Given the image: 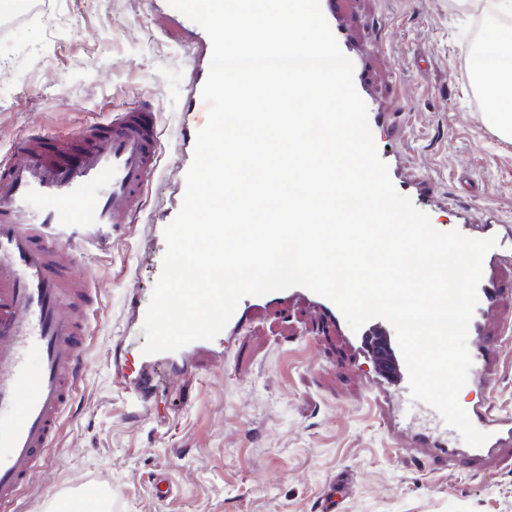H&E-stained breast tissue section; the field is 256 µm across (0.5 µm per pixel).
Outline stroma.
<instances>
[{
    "label": "stroma",
    "mask_w": 512,
    "mask_h": 512,
    "mask_svg": "<svg viewBox=\"0 0 512 512\" xmlns=\"http://www.w3.org/2000/svg\"><path fill=\"white\" fill-rule=\"evenodd\" d=\"M479 9L480 0L349 7L373 58L374 93L398 109L403 174L427 181L447 230L462 211L474 224L492 211L512 225V139L485 123L465 81ZM189 62L183 34L161 27L152 0H53L0 36V152L23 134L138 104L154 107L162 131L142 210L105 228L108 247L82 228L63 231L97 300L76 395L21 512H46L88 481L111 486L112 512H317L341 471L354 481L343 512H512L511 454L473 473L425 466L395 447L371 394L372 361H350L340 337L297 306L264 314L223 365L160 388L150 413L115 386L112 352L122 346L123 363L137 369L162 273L166 242L155 220L177 199ZM484 399L492 412L512 413V321ZM161 476L173 489L165 499L154 488Z\"/></svg>",
    "instance_id": "obj_1"
}]
</instances>
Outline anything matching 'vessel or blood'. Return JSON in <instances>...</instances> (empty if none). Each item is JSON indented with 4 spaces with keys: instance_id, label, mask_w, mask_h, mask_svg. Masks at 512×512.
Listing matches in <instances>:
<instances>
[{
    "instance_id": "1",
    "label": "vessel or blood",
    "mask_w": 512,
    "mask_h": 512,
    "mask_svg": "<svg viewBox=\"0 0 512 512\" xmlns=\"http://www.w3.org/2000/svg\"><path fill=\"white\" fill-rule=\"evenodd\" d=\"M320 7L342 52L354 65L353 81L369 105L370 129H378L394 111L373 102L369 60L351 33L346 0H320ZM167 22L187 27L194 46L193 66L187 78L184 111L204 107L201 96L207 79L212 44L204 29L185 15L164 6ZM161 130L154 108L140 105L110 114L105 120L77 129L59 130L47 137L31 133L18 137L0 155V512H14L21 490L44 464L60 421L77 382L89 334L85 311L96 294L90 278L61 237L45 232L47 225L92 226L101 229L128 223L141 205L144 190L159 164ZM376 147L388 166L389 177L400 194L409 185L397 173L399 147L394 139H377ZM467 237L496 238L483 260L477 304L468 334L474 345L467 382L492 387L501 348V316L512 306V294L499 275L512 265V226L489 224L481 232L463 224ZM295 305L342 330L344 316L330 299L303 287L247 296L237 304L224 329L213 339L196 340L179 351L162 354L174 376L188 377L221 361L232 352L239 334L258 316L274 307ZM388 322L373 318L362 334L344 332L346 346L359 355L369 353L374 364L375 399L390 408V432L397 446L415 449L421 462L479 471L504 451L512 449V415H493L483 403L466 405L472 425L487 433L479 447L457 445L447 424L431 406H423L417 422L402 428L405 415L393 403L408 370L398 342L388 336ZM37 368H30V360ZM154 378L127 383L138 407H148ZM351 486L348 476L332 477L318 512H335L337 496ZM111 488L84 484L72 493L65 512H83L100 503Z\"/></svg>"
}]
</instances>
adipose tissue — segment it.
<instances>
[{
    "mask_svg": "<svg viewBox=\"0 0 512 512\" xmlns=\"http://www.w3.org/2000/svg\"><path fill=\"white\" fill-rule=\"evenodd\" d=\"M474 69L483 78L494 109L485 120L505 138L512 137V39L494 32L484 42L482 53L473 61Z\"/></svg>",
    "mask_w": 512,
    "mask_h": 512,
    "instance_id": "ef3b65f1",
    "label": "adipose tissue"
}]
</instances>
